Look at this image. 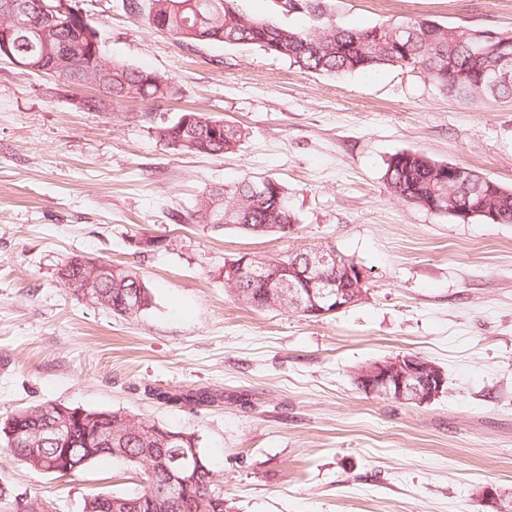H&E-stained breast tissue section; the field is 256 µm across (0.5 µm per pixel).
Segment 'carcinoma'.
Here are the masks:
<instances>
[{
  "instance_id": "carcinoma-1",
  "label": "carcinoma",
  "mask_w": 512,
  "mask_h": 512,
  "mask_svg": "<svg viewBox=\"0 0 512 512\" xmlns=\"http://www.w3.org/2000/svg\"><path fill=\"white\" fill-rule=\"evenodd\" d=\"M149 0L147 9L138 0H127L130 12L158 33L186 44L222 42L250 44L268 51L271 44L282 48L280 55L301 69L340 77L383 68L424 72L448 94L472 102L512 99V80L492 81L499 61L494 43L475 37L478 29L450 26L430 19L384 22L362 29L336 25L326 0H283L281 12L308 14L317 20L314 30L279 25L251 15L238 0ZM97 31L87 15L59 14L51 25V44L57 51L75 48L79 58L73 67L57 72L64 82L82 86L95 83L108 95V103L125 99L161 100L169 93L172 78L107 58L101 48H89L83 30ZM195 121L186 127L180 121L154 128L155 137L180 154L222 155L233 152L242 141L240 127L208 113L189 111L181 116ZM448 163L435 161L417 151L397 152L387 160L383 175L386 191L393 197L436 213L458 208L476 213L494 211L500 223L512 224V189L501 185L490 190V182L475 169L462 165L463 174L454 181ZM260 181L242 180L232 186L208 191L192 214L198 224L213 229L233 226L264 235L267 224H293L288 208V189L274 181L268 192L258 190ZM88 258L74 255L58 271V278L74 292L84 286L83 263ZM91 302L122 317L139 314L149 305L148 289L128 267L102 262L89 290ZM152 396L170 404L203 405L214 401L206 391L171 393L152 391ZM50 403L31 408L28 414L0 418V449L8 450L25 467L40 473L47 466L54 474L73 476L101 457L126 460L140 457L143 485L135 492L94 494L83 501L82 512H112V500L131 505L129 512H224V491L216 487L217 473L205 456L203 469L172 500L167 496L169 473L158 459L178 448L197 447V438L173 444L166 441L172 430L117 412L85 411L71 418L66 438L58 439L45 430ZM0 512H52L51 502L36 495L16 493L0 485Z\"/></svg>"
}]
</instances>
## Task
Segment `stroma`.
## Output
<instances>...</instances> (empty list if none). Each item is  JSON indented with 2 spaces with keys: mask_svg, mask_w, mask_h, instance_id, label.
<instances>
[{
  "mask_svg": "<svg viewBox=\"0 0 512 512\" xmlns=\"http://www.w3.org/2000/svg\"><path fill=\"white\" fill-rule=\"evenodd\" d=\"M75 3L108 57L171 76L179 96L88 112V88L0 59V417L60 403L194 434L226 512H481L482 488L511 492L512 224L408 205L383 174L413 150L512 188V102L465 104L417 71L335 78L254 46H191L123 0ZM327 4L346 28H512V0ZM190 108L240 126L239 148L155 137ZM266 176L288 189L289 234L191 222L209 189ZM317 247L365 270L364 300L314 319L252 311L224 286L240 255ZM75 253L137 272L150 305L120 317L73 294L57 271ZM399 354L441 367L444 393L417 406L356 388L358 367ZM150 387L215 401L168 406ZM1 483L82 512L142 474L102 457L58 478L0 452Z\"/></svg>",
  "mask_w": 512,
  "mask_h": 512,
  "instance_id": "stroma-1",
  "label": "stroma"
}]
</instances>
